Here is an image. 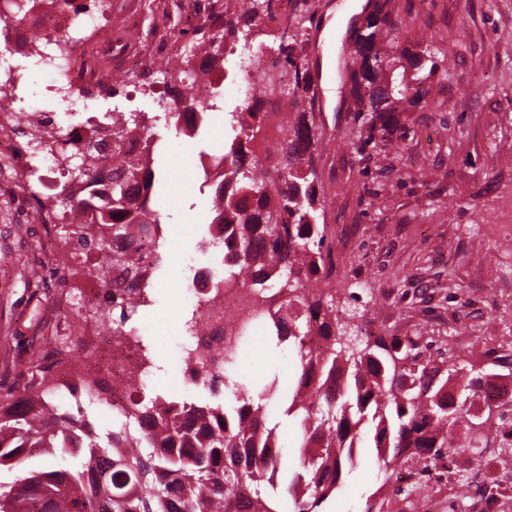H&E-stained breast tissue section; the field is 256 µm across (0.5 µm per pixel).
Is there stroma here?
Instances as JSON below:
<instances>
[{"label": "stroma", "instance_id": "stroma-1", "mask_svg": "<svg viewBox=\"0 0 512 512\" xmlns=\"http://www.w3.org/2000/svg\"><path fill=\"white\" fill-rule=\"evenodd\" d=\"M292 15L313 13V37L303 55L311 83L316 127L331 143L313 164L326 189L325 222L334 226L336 285L379 290L367 314L371 328L388 336L441 334L467 328L468 344L457 355L482 351L488 339L512 338V244L500 241L495 220L512 202V0H390L406 45L438 48L448 74L435 81L428 102L402 113L399 150L379 174L372 159L348 138L354 103L338 77V58L357 29L362 10L352 0H288ZM118 95H104L98 116L114 110L143 112L153 124L152 167L160 173L151 197L161 213L164 264L138 320L153 343L158 370L153 387L176 401L209 400L201 387L180 388L178 344L184 336L185 288L178 270L219 263L209 245L211 196L200 193L201 153L219 152L232 137L224 114L237 105L233 85L224 87V109L211 113L198 137L176 136L154 95L134 93L120 81ZM35 179L0 187V383L15 384L24 364L18 350L56 337L71 348L63 321L88 318L91 294L86 274L69 275L66 302L55 307L52 273L39 255V227L27 223L34 207ZM74 357L82 349L71 348ZM279 370L282 385L295 372L290 357L275 356L264 340H251L244 370L254 381ZM375 451L363 440L357 464L324 512H363L379 486Z\"/></svg>", "mask_w": 512, "mask_h": 512}]
</instances>
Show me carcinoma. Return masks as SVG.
Masks as SVG:
<instances>
[{"instance_id":"cac0c4a2","label":"carcinoma","mask_w":512,"mask_h":512,"mask_svg":"<svg viewBox=\"0 0 512 512\" xmlns=\"http://www.w3.org/2000/svg\"><path fill=\"white\" fill-rule=\"evenodd\" d=\"M242 2V15L224 16V25L204 40L210 57L225 58L247 28L276 23L272 47L291 69L287 95L298 110L263 157L254 148L270 120L261 111L263 101L227 113L234 138L203 168L201 187L213 190L211 223L224 227L220 273L207 299L216 300L233 286L237 268L245 263L252 266V287L262 294L261 311L222 346L224 391L232 402H177L157 390L133 394L120 427L102 445L90 422L61 411L57 398L39 383L24 385L18 397L1 394L0 469L25 474L0 492V512H322L342 475L355 466V449L367 425L380 485L364 512H388L394 494L410 508L411 490H435L452 453L467 455L469 465L454 473L449 512H466L468 499L483 493L487 459L501 463V482L512 485V434L490 431L494 422L512 423V405H486L485 426L477 428L470 410V400L493 384L512 382V340L464 359L454 354L448 336H374L359 326L366 311L336 308L326 192L312 163L324 137L313 130L314 113L303 108L309 83L298 65L296 36L287 35L293 22L277 13L275 0ZM388 3L373 0L366 23L349 40V61L339 75L350 82L356 101L360 129L352 145L373 157L396 148L400 113L425 101L438 70L436 49L400 43L399 21ZM192 84L187 74L167 84L173 118L186 111L223 110L221 96L198 104L190 94ZM28 124L41 148L58 151L59 131L41 129L35 117ZM137 132L142 133L139 165L124 152ZM108 139L110 167H92L77 147L62 152L66 159L80 155L81 163L66 167L70 185L47 201L58 211L82 207L80 186L98 176L109 181L106 205L112 214H98L99 227L82 239L109 255L112 273H104L102 283L117 298L112 326L118 327L129 311L147 303L153 281L145 278L156 275L163 256L159 246L147 257L116 247L131 237L160 243V213L151 206L156 173L147 115L112 113ZM266 162L279 171L278 179H265ZM257 241L264 247L260 257L254 253ZM308 281L320 286L310 298L301 293ZM256 329L264 330L275 348L291 353L300 370L284 410L300 427L297 465L290 472L282 458L267 454L280 447L278 424L266 409V402L285 395L279 379L253 394L241 365L245 337ZM310 336L321 346L305 347ZM136 343L143 365L154 372L151 342L138 334ZM487 359L492 366L484 364ZM459 422L466 423L470 443L455 448L448 444V429ZM37 447L58 448L70 457L79 448L83 461L77 468L57 462L29 469ZM398 459L412 472L411 490L401 491Z\"/></svg>"}]
</instances>
